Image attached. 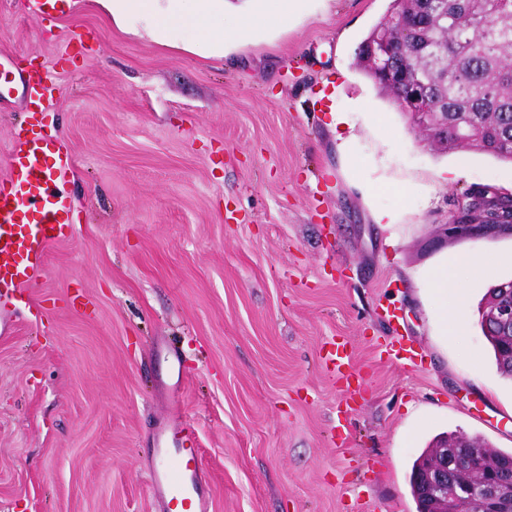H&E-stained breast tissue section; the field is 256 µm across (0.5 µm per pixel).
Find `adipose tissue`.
<instances>
[{"instance_id": "adipose-tissue-1", "label": "adipose tissue", "mask_w": 512, "mask_h": 512, "mask_svg": "<svg viewBox=\"0 0 512 512\" xmlns=\"http://www.w3.org/2000/svg\"><path fill=\"white\" fill-rule=\"evenodd\" d=\"M259 12L235 0H47L46 10L72 12L92 5L119 31L143 33L155 43L191 53L203 59L220 58L226 44L247 42L260 28L285 29L302 9V0H260ZM235 9L237 25L226 29L227 9ZM483 267L468 252L443 256L431 270L424 287L446 336L458 335L469 310L460 294L459 279L475 277Z\"/></svg>"}]
</instances>
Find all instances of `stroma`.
Here are the masks:
<instances>
[{
    "instance_id": "35a3bbf8",
    "label": "stroma",
    "mask_w": 512,
    "mask_h": 512,
    "mask_svg": "<svg viewBox=\"0 0 512 512\" xmlns=\"http://www.w3.org/2000/svg\"><path fill=\"white\" fill-rule=\"evenodd\" d=\"M389 7L306 0L205 60L0 0V185L48 134L76 215L26 287L0 288V512H158L147 465L175 413L209 512H417L411 467L437 435L512 451V380L478 314L444 336L415 285L458 249L488 263L473 307L512 280L511 238L434 241L469 185L512 192V162L431 149L358 68ZM34 64L59 86L37 121ZM338 336L357 388L324 362ZM392 339L415 366L380 356Z\"/></svg>"
}]
</instances>
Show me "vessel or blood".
<instances>
[{
    "label": "vessel or blood",
    "instance_id": "obj_1",
    "mask_svg": "<svg viewBox=\"0 0 512 512\" xmlns=\"http://www.w3.org/2000/svg\"><path fill=\"white\" fill-rule=\"evenodd\" d=\"M22 84L36 113L57 90L47 69L28 72ZM45 143L40 134L25 140L11 161L9 186L0 190V287L25 286L42 267L48 246L65 233L70 200L56 182L70 168L71 158L60 155L53 165H45ZM160 441L174 460L150 473L163 512H208L210 476L192 432L173 420L161 430Z\"/></svg>",
    "mask_w": 512,
    "mask_h": 512
}]
</instances>
